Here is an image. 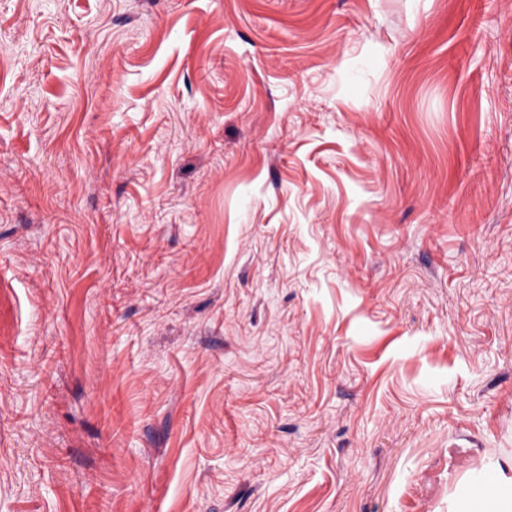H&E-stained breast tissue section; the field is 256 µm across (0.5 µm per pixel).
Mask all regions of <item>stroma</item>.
<instances>
[{
	"instance_id": "stroma-1",
	"label": "stroma",
	"mask_w": 512,
	"mask_h": 512,
	"mask_svg": "<svg viewBox=\"0 0 512 512\" xmlns=\"http://www.w3.org/2000/svg\"><path fill=\"white\" fill-rule=\"evenodd\" d=\"M0 512H452L512 461V0H0Z\"/></svg>"
}]
</instances>
